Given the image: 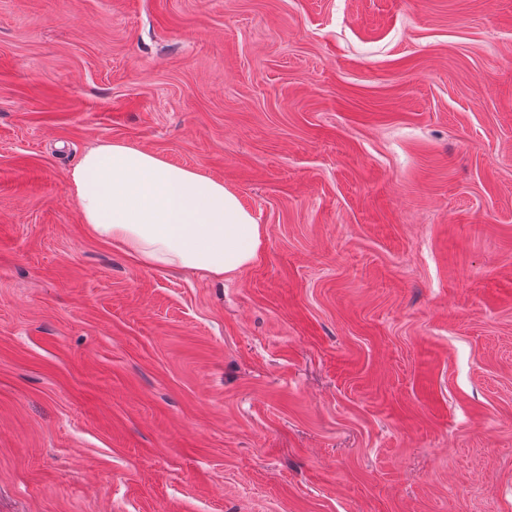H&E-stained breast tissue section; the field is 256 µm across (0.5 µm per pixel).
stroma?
I'll use <instances>...</instances> for the list:
<instances>
[{"label":"stroma","mask_w":512,"mask_h":512,"mask_svg":"<svg viewBox=\"0 0 512 512\" xmlns=\"http://www.w3.org/2000/svg\"><path fill=\"white\" fill-rule=\"evenodd\" d=\"M105 140L259 260L94 238ZM0 512H512V0H0ZM83 224L140 266L214 279L252 266L263 229L224 182L122 142L103 141L73 167Z\"/></svg>","instance_id":"1"}]
</instances>
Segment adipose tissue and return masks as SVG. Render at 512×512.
Returning a JSON list of instances; mask_svg holds the SVG:
<instances>
[{
	"label": "adipose tissue",
	"mask_w": 512,
	"mask_h": 512,
	"mask_svg": "<svg viewBox=\"0 0 512 512\" xmlns=\"http://www.w3.org/2000/svg\"><path fill=\"white\" fill-rule=\"evenodd\" d=\"M70 186L90 234L140 266L221 279L261 254V225L223 181L147 149L100 142L73 167Z\"/></svg>",
	"instance_id": "ef3b65f1"
}]
</instances>
